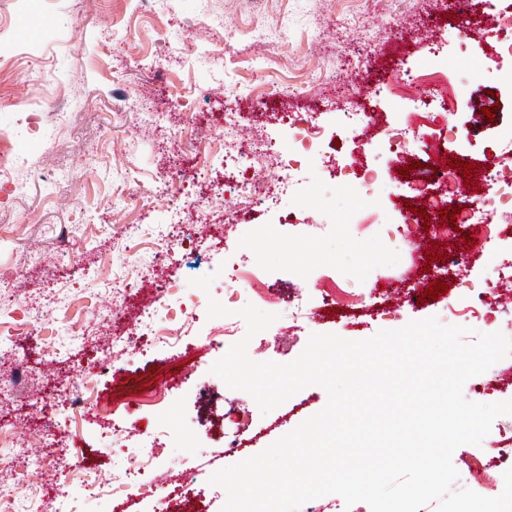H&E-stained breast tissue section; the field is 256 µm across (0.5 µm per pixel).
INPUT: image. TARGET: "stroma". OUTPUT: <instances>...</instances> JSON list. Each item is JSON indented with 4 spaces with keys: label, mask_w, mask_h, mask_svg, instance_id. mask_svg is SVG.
<instances>
[{
    "label": "stroma",
    "mask_w": 512,
    "mask_h": 512,
    "mask_svg": "<svg viewBox=\"0 0 512 512\" xmlns=\"http://www.w3.org/2000/svg\"><path fill=\"white\" fill-rule=\"evenodd\" d=\"M454 24L448 0H156L148 13L137 0H0V132L14 155L12 181L0 182V376L24 367L22 380L0 390V431L18 444L11 468L0 471V496L15 512H110L111 494L92 504L85 493L90 479L112 485L101 417L124 427L159 418L177 425L156 446L160 455L170 470L191 473V494L208 512H221L226 492L210 476L327 404L326 391L312 385L261 413L248 393L211 374L220 351L190 333L175 345H145L98 374L101 398L73 417L56 383L84 377L89 355L111 356L113 338L127 335L129 321L111 308L125 284L159 288L169 278L185 298L210 295L238 310L247 297L230 294L216 275L230 258L258 269L276 300L325 289L367 297L364 307L339 304L299 329L278 318L250 341L251 359L288 363L314 333L363 340L413 320L447 321V296L404 301L418 284L449 279L478 289L491 279L489 255L478 275L453 280L446 259L427 262L433 239L425 231L397 240L410 190L380 133L382 121L420 113L431 94L453 98L449 123L476 132L466 153L512 127L495 31L478 52H450L447 67L431 66ZM403 64L410 80L398 75ZM488 106L494 118L484 115ZM351 107L374 115L355 140L340 118ZM47 110L54 117L41 122ZM274 112L317 115L336 171L359 163L393 192L365 198L345 181L325 191L321 161L312 159L308 181L281 201L292 225L263 204H245L231 184L207 203L211 228L179 223L196 184L224 168V124L260 133L268 145L242 160L238 180L260 177L273 153H287L288 129L271 121ZM162 254L168 268L154 270ZM207 274L209 291L190 286ZM188 365L193 375H184ZM168 375L177 383L163 403L142 402L146 384ZM511 437L512 416H501L481 445L459 446L455 489L480 491L473 463L492 461L495 441ZM240 438L248 441L242 452L225 451ZM61 453L78 456L80 467L31 466ZM61 483L69 501L55 497Z\"/></svg>",
    "instance_id": "stroma-1"
}]
</instances>
